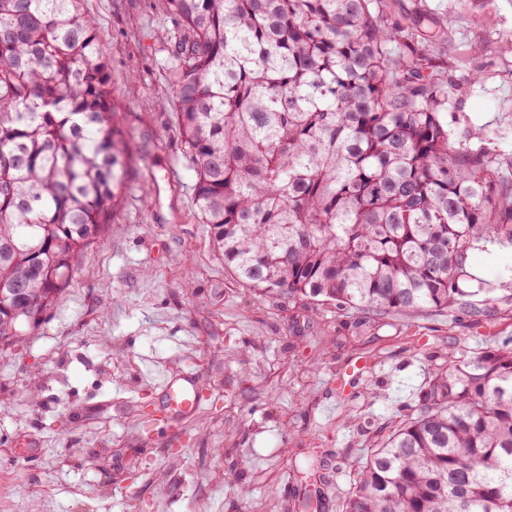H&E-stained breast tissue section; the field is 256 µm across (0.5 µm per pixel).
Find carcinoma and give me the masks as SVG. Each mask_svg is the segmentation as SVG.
<instances>
[{
	"instance_id": "1",
	"label": "carcinoma",
	"mask_w": 512,
	"mask_h": 512,
	"mask_svg": "<svg viewBox=\"0 0 512 512\" xmlns=\"http://www.w3.org/2000/svg\"><path fill=\"white\" fill-rule=\"evenodd\" d=\"M83 0H0V336L36 327L121 204L127 141ZM195 199L241 282L338 311L473 314L512 160L449 140L436 40L382 0H163ZM345 512H512V338L433 371Z\"/></svg>"
}]
</instances>
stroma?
<instances>
[{
  "label": "stroma",
  "mask_w": 512,
  "mask_h": 512,
  "mask_svg": "<svg viewBox=\"0 0 512 512\" xmlns=\"http://www.w3.org/2000/svg\"><path fill=\"white\" fill-rule=\"evenodd\" d=\"M447 29L442 119L456 145L512 154V0H385ZM162 0H85L107 48L129 172L121 206L43 321L0 349V512H342L356 472L430 373L512 336V253L461 281L490 315L370 320L238 281L195 202L168 80ZM479 84L456 91L468 73ZM490 138H474L475 129ZM194 370L175 417L151 377Z\"/></svg>",
  "instance_id": "obj_1"
}]
</instances>
